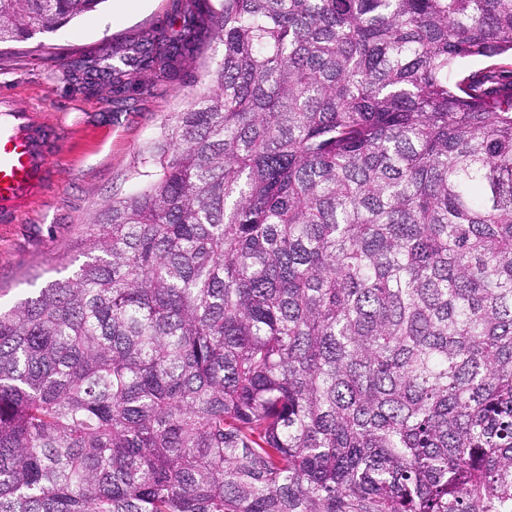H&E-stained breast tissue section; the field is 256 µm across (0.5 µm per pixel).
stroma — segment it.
<instances>
[{"label":"stroma","mask_w":512,"mask_h":512,"mask_svg":"<svg viewBox=\"0 0 512 512\" xmlns=\"http://www.w3.org/2000/svg\"><path fill=\"white\" fill-rule=\"evenodd\" d=\"M177 26L172 0H142L119 24L106 2L100 11L56 33L21 45H0V92L28 96L35 118L53 120L67 136L47 195L23 212L18 223L0 224V305L12 306L78 270L84 257L77 241L108 203L145 183L147 147L172 117L189 107L223 47L202 39L177 80L125 112L114 111L111 101L64 77V63L92 59L126 39Z\"/></svg>","instance_id":"35a3bbf8"}]
</instances>
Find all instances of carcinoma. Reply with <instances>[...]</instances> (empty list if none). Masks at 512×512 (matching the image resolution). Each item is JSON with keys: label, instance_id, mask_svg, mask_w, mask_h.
Returning a JSON list of instances; mask_svg holds the SVG:
<instances>
[{"label": "carcinoma", "instance_id": "1", "mask_svg": "<svg viewBox=\"0 0 512 512\" xmlns=\"http://www.w3.org/2000/svg\"><path fill=\"white\" fill-rule=\"evenodd\" d=\"M107 0H0V43ZM65 64L206 88L0 311V512H512V0H173Z\"/></svg>", "mask_w": 512, "mask_h": 512}]
</instances>
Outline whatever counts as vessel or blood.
<instances>
[{"label": "vessel or blood", "mask_w": 512, "mask_h": 512, "mask_svg": "<svg viewBox=\"0 0 512 512\" xmlns=\"http://www.w3.org/2000/svg\"><path fill=\"white\" fill-rule=\"evenodd\" d=\"M61 139L54 124L35 119L27 100L0 97V223L46 194L55 180Z\"/></svg>", "instance_id": "1"}]
</instances>
